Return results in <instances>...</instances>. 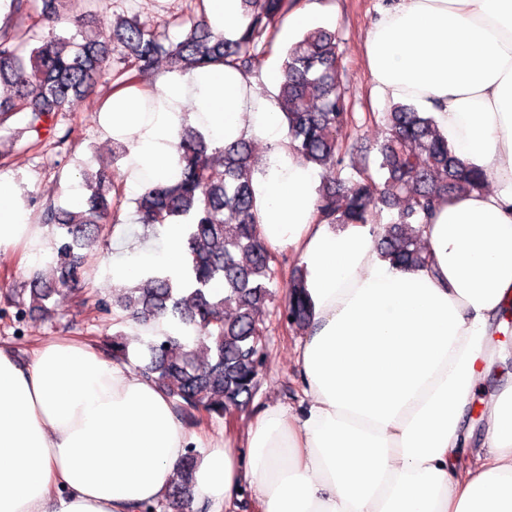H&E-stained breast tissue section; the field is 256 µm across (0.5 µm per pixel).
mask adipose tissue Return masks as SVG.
<instances>
[{
	"label": "adipose tissue",
	"instance_id": "obj_1",
	"mask_svg": "<svg viewBox=\"0 0 512 512\" xmlns=\"http://www.w3.org/2000/svg\"><path fill=\"white\" fill-rule=\"evenodd\" d=\"M365 56L376 92L428 110L485 178L424 225L427 266L381 258L373 225L317 223L315 175L294 156L277 102L257 91L279 86L281 69L218 65L116 86L100 124L128 145L126 196L179 178L186 127L214 148L268 144L253 182L260 236L308 269L313 316L296 355L305 401L267 406L244 443L228 433L202 444L153 381L86 341L42 343L27 362L0 347V512L163 502L195 442L193 495L207 512H234L245 486L259 512H512V384L487 398L482 452L466 455L462 426L494 362L492 324L512 304V0H395ZM112 242L111 285L184 271L183 225L119 229ZM0 250L40 266L52 252L9 170Z\"/></svg>",
	"mask_w": 512,
	"mask_h": 512
}]
</instances>
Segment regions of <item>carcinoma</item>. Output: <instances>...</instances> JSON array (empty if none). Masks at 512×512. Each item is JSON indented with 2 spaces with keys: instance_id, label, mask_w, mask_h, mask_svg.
Masks as SVG:
<instances>
[{
  "instance_id": "1",
  "label": "carcinoma",
  "mask_w": 512,
  "mask_h": 512,
  "mask_svg": "<svg viewBox=\"0 0 512 512\" xmlns=\"http://www.w3.org/2000/svg\"><path fill=\"white\" fill-rule=\"evenodd\" d=\"M57 0H10L0 26V83L16 88L0 97V126L17 116L37 136H54V119L72 98H87L98 80L115 73L126 83L152 80L163 59L167 71L231 64L247 73L264 66L265 49L295 0H241L246 23L232 38L214 32L203 19L184 37L171 40L139 26L128 17L113 21V46L92 35L82 12L73 18L74 34L40 37L32 30L53 25ZM285 80L276 99L288 128L291 148L306 166L331 161L351 169L340 187L318 189L316 216L324 224H371L383 209L397 210L382 226L380 254L393 266L411 270L427 264L418 249L415 224H427L433 211L462 191L478 189L483 177L466 169L429 113L411 103L389 106L382 120L388 136L378 148L375 165L365 158L345 162L343 144L354 127L348 91L341 80L336 36L322 27L308 30L286 52ZM204 135L181 134L178 144L181 179L149 188L137 202L143 223L186 226V269L180 278L165 273L147 277L134 293L110 303L93 304L97 313L124 312L147 323L167 317L173 331L147 345L138 370L154 380L193 419H227L226 403L246 407L258 389L268 326L265 304L282 275L277 255L261 241L254 211L253 178L261 172L252 142L218 148L214 163ZM88 196L78 211L52 203L42 223L53 224L54 285L30 283L33 307L51 315L46 302L55 293L72 291L86 277L78 253L82 241L108 231V218L122 198L112 176L98 172L85 182ZM213 281L224 293L211 291ZM312 318L304 272H297L288 299L278 307V326L303 328ZM99 348L116 361L128 359L127 343L118 332ZM195 448H187L177 479L162 506L193 512L190 487L196 467Z\"/></svg>"
}]
</instances>
